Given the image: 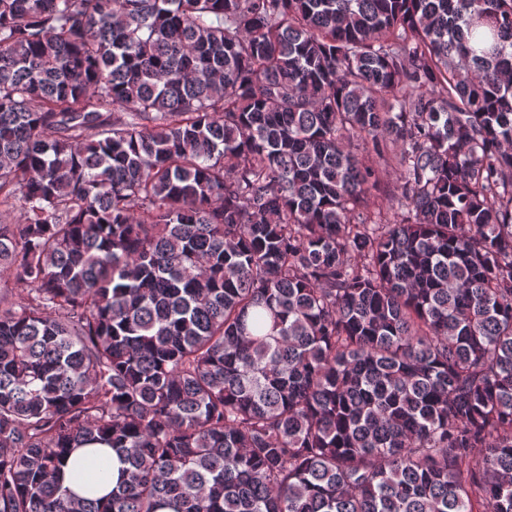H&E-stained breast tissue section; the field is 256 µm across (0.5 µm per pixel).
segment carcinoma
Listing matches in <instances>:
<instances>
[{"label": "carcinoma", "mask_w": 512, "mask_h": 512, "mask_svg": "<svg viewBox=\"0 0 512 512\" xmlns=\"http://www.w3.org/2000/svg\"><path fill=\"white\" fill-rule=\"evenodd\" d=\"M17 208L0 512H512V0H0ZM100 453L109 459L107 471L101 478V482L96 488V494L98 496H103L111 492L112 487H114L120 478L121 469L124 467V465L120 462L112 450L105 448L102 449Z\"/></svg>", "instance_id": "cac0c4a2"}]
</instances>
